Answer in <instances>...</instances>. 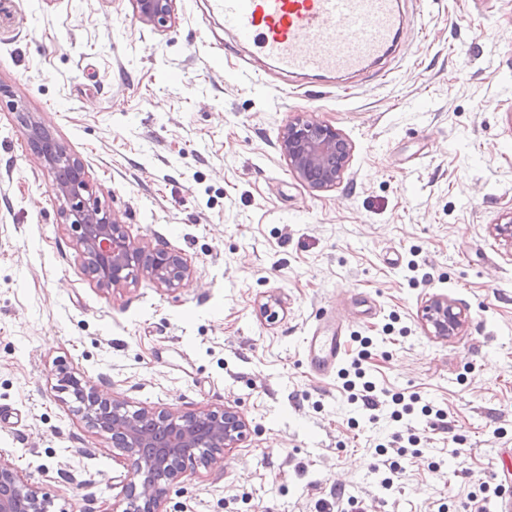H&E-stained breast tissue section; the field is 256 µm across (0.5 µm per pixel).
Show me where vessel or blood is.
Wrapping results in <instances>:
<instances>
[{
  "label": "vessel or blood",
  "instance_id": "obj_1",
  "mask_svg": "<svg viewBox=\"0 0 512 512\" xmlns=\"http://www.w3.org/2000/svg\"><path fill=\"white\" fill-rule=\"evenodd\" d=\"M224 28L288 77L334 79L386 60L408 20L401 0H218ZM311 369L329 374L343 359L342 331L304 339Z\"/></svg>",
  "mask_w": 512,
  "mask_h": 512
}]
</instances>
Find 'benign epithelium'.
Segmentation results:
<instances>
[{
	"label": "benign epithelium",
	"mask_w": 512,
	"mask_h": 512,
	"mask_svg": "<svg viewBox=\"0 0 512 512\" xmlns=\"http://www.w3.org/2000/svg\"><path fill=\"white\" fill-rule=\"evenodd\" d=\"M140 21L156 31L175 18L176 0H131ZM30 144L52 175L51 193L63 202L62 224L79 246L87 272L97 285L112 289L128 281L133 270L150 276L159 286L176 290L192 276L191 263L167 246L143 247L130 239L94 192L84 166L68 155L40 122L30 123ZM280 148L288 167L310 187L328 191L342 180L351 146L336 128L298 119L285 126ZM432 334L454 336L465 312L446 297H434L425 308ZM58 389L80 399L85 424L112 439L130 462L126 502L143 501L144 512H163L171 488L188 469L212 468L226 449L243 440L248 423L234 409L202 410L181 416L140 408L128 410L126 401L103 396L87 381L65 372ZM53 500L39 486L22 480L12 465L0 459V512H51Z\"/></svg>",
	"instance_id": "1"
}]
</instances>
